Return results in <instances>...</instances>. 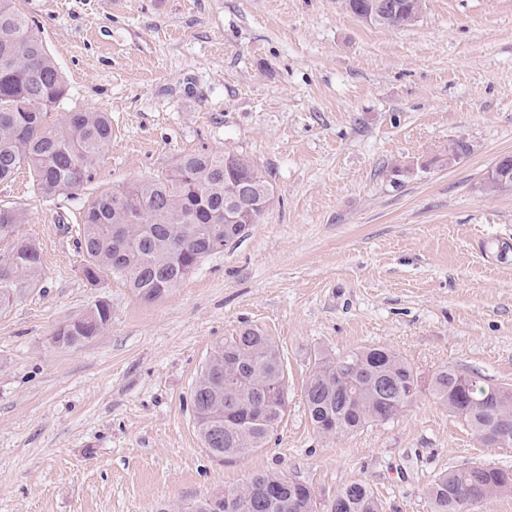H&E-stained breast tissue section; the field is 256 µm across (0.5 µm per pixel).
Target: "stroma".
I'll return each mask as SVG.
<instances>
[{
  "instance_id": "35a3bbf8",
  "label": "stroma",
  "mask_w": 512,
  "mask_h": 512,
  "mask_svg": "<svg viewBox=\"0 0 512 512\" xmlns=\"http://www.w3.org/2000/svg\"><path fill=\"white\" fill-rule=\"evenodd\" d=\"M61 69L51 113L99 110L112 143L86 189L42 197L28 168L0 184L40 248V288L0 314V512H174L273 471L316 497L366 482L383 512H432L426 487L466 462L512 469L423 393L398 418L314 432L317 357L384 345L422 379L443 366L512 385V191L480 184L512 155V0H423L387 28L341 0H17ZM469 154L448 159L455 141ZM206 149L270 180L260 223L146 301L81 275L92 195ZM106 303L64 348L56 331ZM246 326L277 342L288 409L270 442L225 462L204 447L191 390ZM109 320V314L102 313L96 305L82 319L60 328L54 335L53 341L58 343L57 336H70L61 345H57L67 348L74 347L89 338L87 336H95L105 329Z\"/></svg>"
}]
</instances>
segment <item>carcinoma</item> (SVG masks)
Listing matches in <instances>:
<instances>
[{"mask_svg":"<svg viewBox=\"0 0 512 512\" xmlns=\"http://www.w3.org/2000/svg\"><path fill=\"white\" fill-rule=\"evenodd\" d=\"M379 4L374 23L388 27L414 25L421 0H348L349 10L367 18ZM66 94V82L41 40L33 21L15 5L0 0V183L29 168L39 194H72L92 179V170L112 141L106 112H70L57 126L47 116ZM240 199L260 223L274 205L270 182L246 160L216 152L184 156L170 171L125 189L93 196L83 211L81 273L95 284L114 275L138 296L154 300L178 287L200 260L224 250L239 238L224 225V201ZM27 223L23 210L0 205V241L12 246L0 254V313L10 309L42 279L37 245L17 236ZM110 316L99 308L60 328L70 348L107 326ZM283 363L278 346L257 328L245 327L217 343L191 393L199 435L212 455L233 457L264 447L288 407V388L273 398ZM418 373L395 350L376 345L338 358L320 356L304 388L313 430L324 438L358 431L399 417L409 403L397 405L415 385ZM462 380L447 367L432 377L430 390L448 404V392ZM454 413L476 436L488 440L504 430L512 433V397L492 396L483 406L467 409L454 403ZM509 476L491 465L457 467L428 485L432 512H484L494 497L512 492ZM311 487L290 485L286 476L265 472L229 492L224 512H309ZM330 512H382L371 487L354 480L335 495Z\"/></svg>","mask_w":512,"mask_h":512,"instance_id":"cac0c4a2","label":"carcinoma"}]
</instances>
